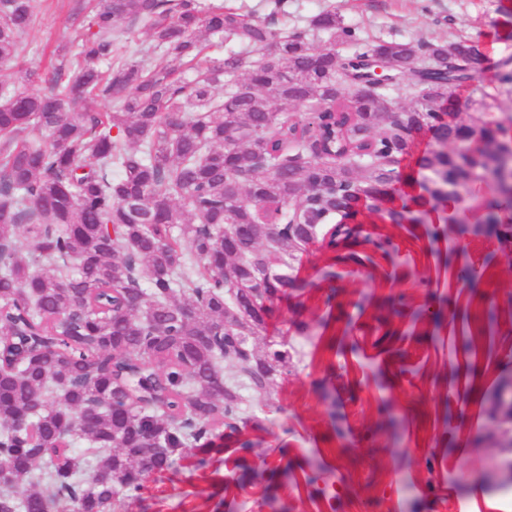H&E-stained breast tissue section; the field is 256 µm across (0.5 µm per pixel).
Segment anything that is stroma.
<instances>
[{
    "mask_svg": "<svg viewBox=\"0 0 512 512\" xmlns=\"http://www.w3.org/2000/svg\"><path fill=\"white\" fill-rule=\"evenodd\" d=\"M512 0H288L278 25L310 28L321 12H336L368 42L463 38L482 57L512 54V37L488 33L504 21ZM70 0H40L24 36L25 60L49 71L52 51L68 49L81 28ZM363 265L333 268L320 242L298 254L295 272L306 287L277 301L258 351L285 345L291 368L271 395L247 392L253 417L244 434L254 446L240 457L233 439L213 436L199 465L197 447L179 450L173 465L144 476L137 498L112 512H502L512 488L481 478L484 435L479 388L512 373V267L499 243L460 238L447 225L435 242L415 237V225L364 223ZM392 237L396 254L376 253L371 240ZM469 269L473 281L459 279ZM338 275L327 278L326 273ZM401 315L385 303L397 293ZM441 321L413 319L423 306ZM495 311L498 328L477 348L469 337L478 318ZM305 331H297V323ZM318 474L315 483L306 478Z\"/></svg>",
    "mask_w": 512,
    "mask_h": 512,
    "instance_id": "35a3bbf8",
    "label": "stroma"
}]
</instances>
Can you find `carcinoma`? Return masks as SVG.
<instances>
[{
  "mask_svg": "<svg viewBox=\"0 0 512 512\" xmlns=\"http://www.w3.org/2000/svg\"><path fill=\"white\" fill-rule=\"evenodd\" d=\"M286 4L255 19L224 0L76 3L75 50L28 93L36 0H0V64L13 66L0 85V512H112L220 427L248 453L243 391L271 393L290 360L253 339L269 303L303 288L292 261L317 238L334 263H359L362 218L424 223L488 187L486 213L456 233L512 243V195L495 182L512 55L473 103L481 116L451 121L448 92L472 79L467 40L368 44L324 11L312 28L351 47L332 62L277 27ZM140 33L150 45L131 48ZM214 38L238 49L214 56ZM373 58L416 88L413 106L363 85ZM425 129L436 147L416 164L433 177L390 206Z\"/></svg>",
  "mask_w": 512,
  "mask_h": 512,
  "instance_id": "obj_1",
  "label": "carcinoma"
}]
</instances>
